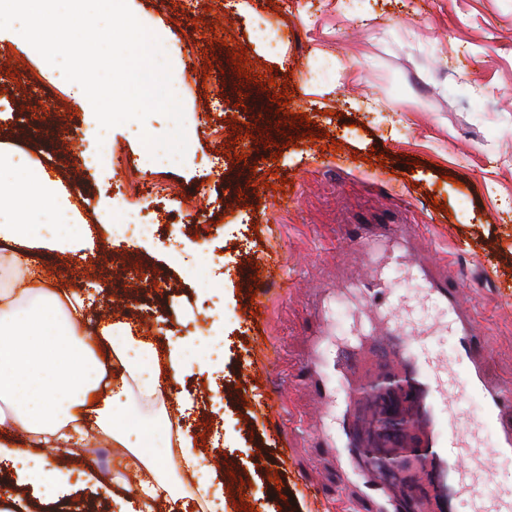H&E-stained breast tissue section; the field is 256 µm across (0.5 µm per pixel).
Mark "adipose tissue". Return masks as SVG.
<instances>
[{
	"label": "adipose tissue",
	"mask_w": 512,
	"mask_h": 512,
	"mask_svg": "<svg viewBox=\"0 0 512 512\" xmlns=\"http://www.w3.org/2000/svg\"><path fill=\"white\" fill-rule=\"evenodd\" d=\"M80 223L39 162L0 146V460L14 471L0 478V491L17 512H30V494L43 505L56 504L58 488L73 482L113 495L123 484L119 474L76 473L51 465L45 455L49 448L81 447L94 433L125 449L126 468L139 475L121 512H153L161 501L168 512H184L190 500L199 512H224L223 502L210 494V480L199 473L190 436H178V465L161 456L159 441L172 422L152 343L122 323L107 326L100 343H92L80 328L85 297L37 274L44 252L75 253L90 245L89 233L76 230ZM222 365L192 336L168 353L175 375ZM137 405L149 407L151 417L120 423V414ZM15 429L23 444L11 438ZM183 472L196 478L188 493L179 478Z\"/></svg>",
	"instance_id": "1"
}]
</instances>
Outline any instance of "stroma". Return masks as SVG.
Returning <instances> with one entry per match:
<instances>
[{"mask_svg": "<svg viewBox=\"0 0 512 512\" xmlns=\"http://www.w3.org/2000/svg\"><path fill=\"white\" fill-rule=\"evenodd\" d=\"M130 9L185 73L184 160L151 165L129 122L109 129L86 168L85 107L10 30L0 32V142L41 159L92 225L82 288L111 286V301L142 310L159 357L179 329L206 338L223 318V370L184 373L167 408L196 438L224 512H336V462L310 441L319 404L303 384L302 347L314 304L361 271L344 223L392 211L411 224L421 263L459 283L478 327L495 334L492 377L512 382V209L502 205L512 201V0H132ZM261 14L281 29L277 49L254 33ZM241 51L244 77L232 60ZM303 114L308 122L292 124ZM271 179L290 181L291 193H265ZM107 199L158 223L148 247L113 242L97 224ZM176 237L181 259L208 244L199 278L184 279L171 257ZM270 253L280 260L274 282L253 283L252 265ZM127 269L148 271L153 290L132 288ZM389 275L405 300L399 319L433 327L429 357L444 370L443 314L422 299V280L403 268ZM261 292L268 318L258 329L244 310ZM276 429L291 450L285 463ZM495 443L485 428L471 439L479 455L466 463L484 483L512 473V459L491 460ZM242 484L244 496L233 495Z\"/></svg>", "mask_w": 512, "mask_h": 512, "instance_id": "1", "label": "stroma"}]
</instances>
